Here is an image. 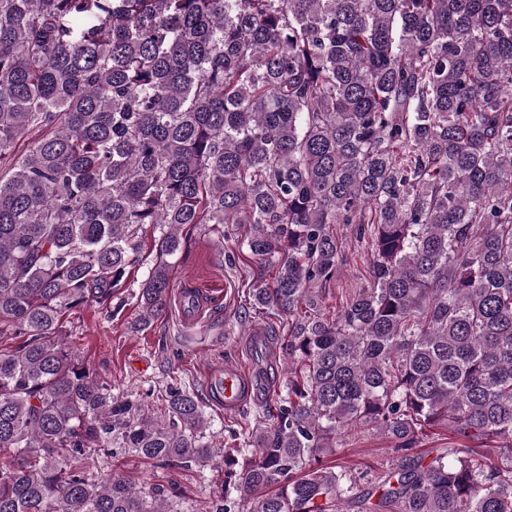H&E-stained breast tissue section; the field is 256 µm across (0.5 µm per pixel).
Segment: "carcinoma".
<instances>
[{"mask_svg": "<svg viewBox=\"0 0 512 512\" xmlns=\"http://www.w3.org/2000/svg\"><path fill=\"white\" fill-rule=\"evenodd\" d=\"M194 224L249 225L282 336L268 426L231 448L62 321L126 306L148 227L133 329L164 315ZM338 224L372 260L328 316ZM4 338L0 512H168L96 452L215 469L206 512H512V0H0ZM362 428L396 441L371 478L336 459Z\"/></svg>", "mask_w": 512, "mask_h": 512, "instance_id": "1", "label": "carcinoma"}]
</instances>
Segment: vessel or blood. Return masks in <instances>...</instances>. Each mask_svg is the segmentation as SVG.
Listing matches in <instances>:
<instances>
[{
    "label": "vessel or blood",
    "mask_w": 512,
    "mask_h": 512,
    "mask_svg": "<svg viewBox=\"0 0 512 512\" xmlns=\"http://www.w3.org/2000/svg\"><path fill=\"white\" fill-rule=\"evenodd\" d=\"M205 377L211 401L225 412H237L262 396L259 380L240 365L214 364L206 369Z\"/></svg>",
    "instance_id": "obj_1"
}]
</instances>
